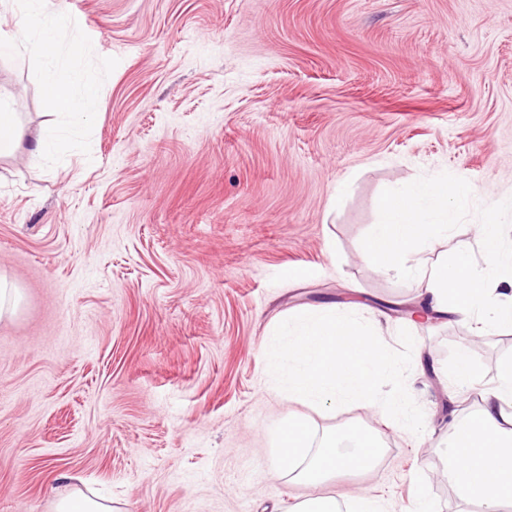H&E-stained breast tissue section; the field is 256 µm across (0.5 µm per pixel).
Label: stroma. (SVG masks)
I'll list each match as a JSON object with an SVG mask.
<instances>
[{
	"label": "stroma",
	"mask_w": 512,
	"mask_h": 512,
	"mask_svg": "<svg viewBox=\"0 0 512 512\" xmlns=\"http://www.w3.org/2000/svg\"><path fill=\"white\" fill-rule=\"evenodd\" d=\"M104 80L89 153L0 160V512H54L80 489L124 512H294L336 496L476 512L446 477L448 383L472 325L409 317L420 280L363 248L380 197L466 183L464 228H512V0H63ZM26 139L54 117L29 56H0ZM327 304L415 338L414 435L372 408L288 400L265 348ZM512 334L472 348L480 387ZM315 439L373 433L378 462L311 486L274 476L288 418ZM21 301L20 289L0 274V319L11 318L18 311Z\"/></svg>",
	"instance_id": "35a3bbf8"
}]
</instances>
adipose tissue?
Instances as JSON below:
<instances>
[{"instance_id":"1","label":"adipose tissue","mask_w":512,"mask_h":512,"mask_svg":"<svg viewBox=\"0 0 512 512\" xmlns=\"http://www.w3.org/2000/svg\"><path fill=\"white\" fill-rule=\"evenodd\" d=\"M472 204L462 183L422 182L408 193L385 194L380 221L364 248L365 261L428 283L433 309L459 319L476 320L486 331L512 329V245L498 224L479 229L483 265H475L469 242L459 240L449 258L431 265L413 264L420 246L457 237L456 217ZM380 454L377 439L349 429L313 445L307 422L289 418L279 430L275 473L291 472L305 483H322L336 470L372 466ZM447 476L460 497L480 501L483 512H498L512 499V358L498 366L493 387L481 394L479 409L452 425L445 450Z\"/></svg>"}]
</instances>
